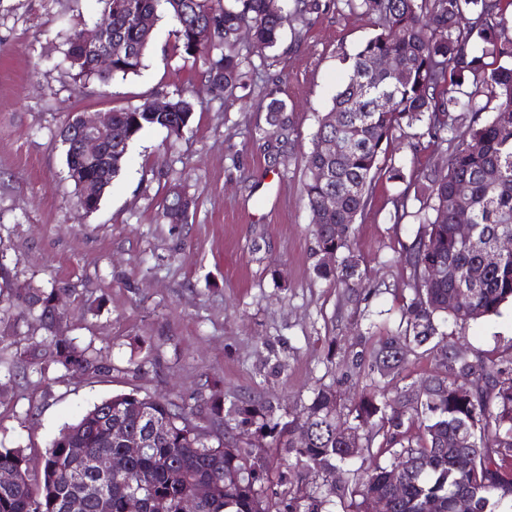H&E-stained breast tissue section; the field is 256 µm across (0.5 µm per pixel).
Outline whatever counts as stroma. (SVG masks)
<instances>
[{
	"instance_id": "35a3bbf8",
	"label": "stroma",
	"mask_w": 512,
	"mask_h": 512,
	"mask_svg": "<svg viewBox=\"0 0 512 512\" xmlns=\"http://www.w3.org/2000/svg\"><path fill=\"white\" fill-rule=\"evenodd\" d=\"M101 9L100 0H0V261L15 286L68 287L61 334L111 367L99 376L35 372L26 353L43 331L19 320L0 339V445L24 447L40 465L54 431L132 389L194 405L219 380L228 398H265L296 414L313 388L333 384L354 403L365 385L344 380V364L396 329L409 278L396 257L418 223L392 219L402 183L373 182L354 251L381 288L355 301L313 272L302 155L348 79L343 55L376 32L375 17L335 0L309 24L285 28L278 48L255 59L248 98L228 107L202 86L203 63L174 52L164 19L139 74L75 78L63 62L67 34ZM270 88L293 120L287 145L267 135ZM179 93L198 103L188 131L142 134L99 210L86 212L67 177L61 126ZM171 184L195 199L186 223L161 217ZM452 340L500 359L512 346V307Z\"/></svg>"
}]
</instances>
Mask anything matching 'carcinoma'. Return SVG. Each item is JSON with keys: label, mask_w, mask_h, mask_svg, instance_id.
Wrapping results in <instances>:
<instances>
[{"label": "carcinoma", "mask_w": 512, "mask_h": 512, "mask_svg": "<svg viewBox=\"0 0 512 512\" xmlns=\"http://www.w3.org/2000/svg\"><path fill=\"white\" fill-rule=\"evenodd\" d=\"M101 16L112 18V39L123 52L113 56L112 73L101 74L90 59L68 68L84 79L124 80L143 66L154 33L138 28V18H169L175 48L183 57L201 58L204 87L231 106L250 88L251 56L266 57L279 44L285 27L323 11L322 0H100ZM503 0H345L377 19L378 32L352 55L343 57L350 75L333 96L330 111L338 124L321 117L312 149L304 156L307 205L318 211L312 225L316 254L336 251V267L319 262L314 272L361 299L359 259L352 251L358 216L368 203L376 176L407 182L393 199V220L408 216V201L419 207L421 230L398 252L410 269L411 294L403 300L396 332L368 351L356 353L351 367L365 370L372 383L395 378L423 358L434 371L404 386L392 402L374 395L343 404L333 385L314 390L303 412L288 420L269 401L226 403L219 393L204 404L117 392L93 404L80 419L63 425L44 451L42 470L29 471L25 449L0 448V469L17 480L0 486V512H64L66 501L89 484L103 492L87 502L85 512H126L137 494L145 512H180L182 499L198 484L211 494L198 512H368L374 501L389 512H455L460 497L471 512H512V356L487 361L479 352L450 351V327H464L496 314L512 302V254L496 251L497 241L512 235V19ZM466 24H461L463 17ZM253 30L247 53L238 48L241 24ZM391 56L397 72L377 65ZM493 58L487 68L484 58ZM388 101L385 109L375 99ZM170 112H143L137 106L112 111V128L95 162L76 151L77 117L59 131L69 134L67 170H82L111 185L119 175L131 143L145 130L159 128L170 138L188 129L194 104L178 96ZM267 123L288 140L293 122L284 100L272 96ZM414 130L408 148L417 159L421 145L433 155L446 153V168L430 162L405 179L404 165L381 159L384 142L403 128ZM338 138L344 150L319 151L322 140ZM469 185V203L454 200L457 184ZM182 194L173 186L161 201L162 218L184 224L175 206ZM339 207L327 206L330 197ZM469 224L467 240L455 234ZM439 275H430V269ZM0 311L11 308L37 318L46 338L29 352L45 375L50 367L96 375L110 371L88 347L55 331L52 299L58 289L27 285L13 288L0 263ZM456 303L448 307V296ZM206 414L215 435L204 444L190 434L191 419ZM416 424L410 431L405 421ZM342 425L360 431L363 447L352 448L336 433ZM125 429L147 441L136 456L126 455L114 430ZM309 431L305 443L295 441ZM271 438L292 463L278 475V492L268 485L259 461ZM73 448L87 453L76 456ZM100 455L126 458L123 469L99 473L92 461ZM398 475L394 484L392 475Z\"/></svg>", "instance_id": "cac0c4a2"}]
</instances>
